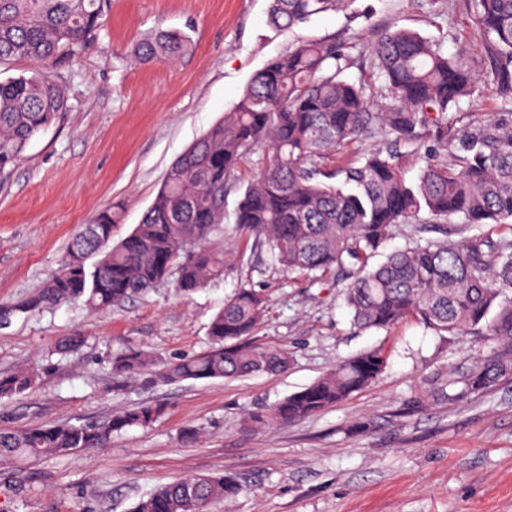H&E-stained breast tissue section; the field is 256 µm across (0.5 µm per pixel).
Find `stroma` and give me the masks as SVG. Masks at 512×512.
<instances>
[{
    "label": "stroma",
    "instance_id": "obj_1",
    "mask_svg": "<svg viewBox=\"0 0 512 512\" xmlns=\"http://www.w3.org/2000/svg\"><path fill=\"white\" fill-rule=\"evenodd\" d=\"M270 0H108L101 27L57 72L70 108L0 175V306L35 294L60 268L80 225L118 211L120 241L140 223L174 160L230 111L254 73L298 40L347 46L349 80L370 78L368 45L395 26L465 53L482 81L462 121L496 112L490 65L468 0H354L293 30L269 25ZM185 32L175 62L137 64L135 42L156 27ZM266 308L249 336L288 349V371L237 380L116 388L111 358L127 347L165 358L201 352L212 315L239 286ZM343 282L293 278L266 253L244 251L222 279L182 295L173 282L103 313L67 302L0 330V373L42 368L38 387L0 406V429L101 422L145 401L161 419L76 456L0 470V512H132L157 486L224 474L245 487L213 512H512V377L480 391L463 382L494 360L488 336L440 335L409 320L354 326ZM86 341L56 354L64 338ZM382 350L369 386L289 426L249 414L301 391L341 360ZM192 429L188 441L183 430Z\"/></svg>",
    "mask_w": 512,
    "mask_h": 512
}]
</instances>
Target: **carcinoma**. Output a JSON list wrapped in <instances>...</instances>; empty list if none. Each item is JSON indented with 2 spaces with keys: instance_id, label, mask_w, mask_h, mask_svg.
<instances>
[{
  "instance_id": "1",
  "label": "carcinoma",
  "mask_w": 512,
  "mask_h": 512,
  "mask_svg": "<svg viewBox=\"0 0 512 512\" xmlns=\"http://www.w3.org/2000/svg\"><path fill=\"white\" fill-rule=\"evenodd\" d=\"M353 0H270L269 23L289 30ZM491 64L494 93L512 105V0H468ZM106 0H0V66L16 61L59 63L77 56L98 30ZM191 46L181 31L158 28L137 42L135 61H174ZM378 82L342 78L345 48L302 40L271 59L224 113L178 157L140 224L112 243L117 213L100 212L72 238L62 268L36 295L0 311V325L80 299L108 310L176 276L188 293L224 276L237 247L224 245V195L240 164L263 151L236 211L240 244L310 282L345 273L343 301L361 330L388 329L414 318L452 336L483 333L506 353L477 368L465 390H484L512 375V112H491L459 126L457 113L480 75L462 55L448 56L417 32L386 28L371 43ZM69 109L60 76L31 69L0 80V173ZM378 147L361 151L368 139ZM428 150L416 182L405 180L394 148ZM360 154L334 168L333 154ZM429 221L477 233L452 240L421 237ZM415 222L412 241L370 264L400 224ZM265 295L240 287L207 328L208 348L163 359L125 348L112 372L125 384L237 379L288 370L278 346L248 345ZM385 357L369 349L345 359L317 381L253 414L255 425H287L319 413L370 385ZM41 371L0 374V402L34 390ZM146 401L97 424H28L0 431V466L20 460L78 455L105 448L112 436L147 427L164 415ZM242 490L233 477L193 475L158 487L134 512H211Z\"/></svg>"
}]
</instances>
